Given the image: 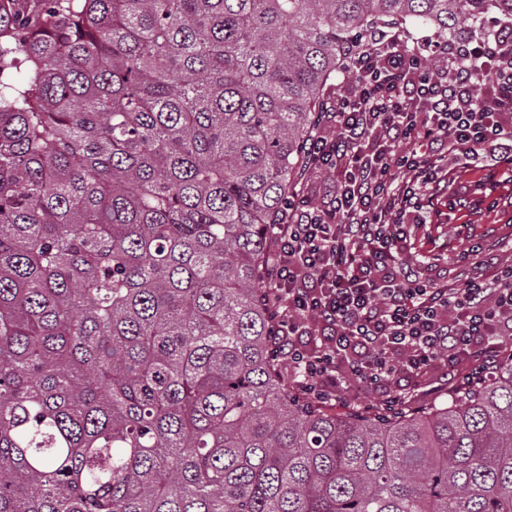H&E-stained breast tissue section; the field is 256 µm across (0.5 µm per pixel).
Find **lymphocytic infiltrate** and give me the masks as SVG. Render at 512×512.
Wrapping results in <instances>:
<instances>
[{
  "label": "lymphocytic infiltrate",
  "mask_w": 512,
  "mask_h": 512,
  "mask_svg": "<svg viewBox=\"0 0 512 512\" xmlns=\"http://www.w3.org/2000/svg\"><path fill=\"white\" fill-rule=\"evenodd\" d=\"M436 52L431 69L398 35L362 42L310 139L305 178L335 179L317 201L297 190L272 227L273 352L309 398L394 382L405 407L471 387L512 354V260L471 248L451 279L411 251L414 229L443 215L449 164L512 168V27Z\"/></svg>",
  "instance_id": "1"
}]
</instances>
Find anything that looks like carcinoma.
<instances>
[{"label": "carcinoma", "instance_id": "obj_1", "mask_svg": "<svg viewBox=\"0 0 512 512\" xmlns=\"http://www.w3.org/2000/svg\"><path fill=\"white\" fill-rule=\"evenodd\" d=\"M0 0V512H512V358L336 415L270 352L346 49L512 0Z\"/></svg>", "mask_w": 512, "mask_h": 512}]
</instances>
